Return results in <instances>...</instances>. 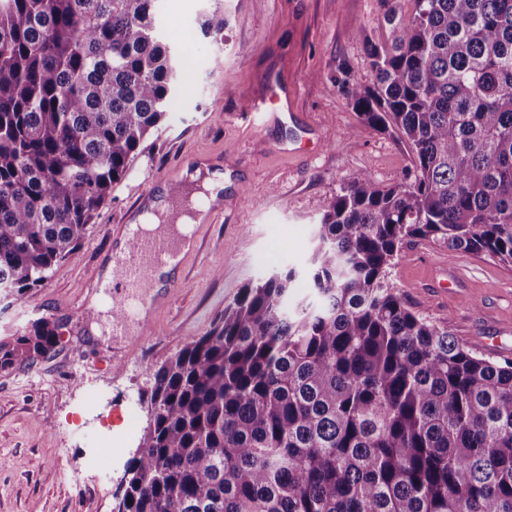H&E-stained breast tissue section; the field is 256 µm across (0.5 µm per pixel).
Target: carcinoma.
<instances>
[{"label":"carcinoma","instance_id":"1","mask_svg":"<svg viewBox=\"0 0 512 512\" xmlns=\"http://www.w3.org/2000/svg\"><path fill=\"white\" fill-rule=\"evenodd\" d=\"M160 0H0V292L82 245L165 119L189 45ZM358 126L407 142L413 178L328 199L307 269L250 284L152 370L150 422L112 512H512V360L465 348L389 282L411 242L512 267V0H381ZM224 13L200 24L224 39ZM57 344L41 318L0 370Z\"/></svg>","mask_w":512,"mask_h":512}]
</instances>
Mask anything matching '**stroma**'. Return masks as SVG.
<instances>
[{
  "label": "stroma",
  "mask_w": 512,
  "mask_h": 512,
  "mask_svg": "<svg viewBox=\"0 0 512 512\" xmlns=\"http://www.w3.org/2000/svg\"><path fill=\"white\" fill-rule=\"evenodd\" d=\"M221 7L223 44L204 38L203 13ZM380 0H163L159 25L172 44L191 40V60L161 129L102 207L79 250L46 281L0 303V337L34 320L58 325L55 350L32 365L0 371V512H112L125 464L136 455L149 413V371L206 333L246 283L305 270L317 244L315 222L327 199L359 174L400 182L411 170L405 141L358 128L336 82L339 69L371 79L366 41H383ZM295 91L302 122L318 139L307 154L285 152L290 124H250L244 111L269 97L272 80ZM234 167L223 214L195 225L191 247L164 287L143 289L140 319L126 335H94L111 305L91 306L105 265L125 239L118 233L141 192L181 180L199 163ZM390 271L413 311L445 325L461 345L512 359V267L447 254L428 242L405 248ZM115 437L99 446L103 427ZM119 463L82 470L89 454Z\"/></svg>",
  "instance_id": "1"
}]
</instances>
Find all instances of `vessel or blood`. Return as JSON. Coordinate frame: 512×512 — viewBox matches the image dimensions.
Returning a JSON list of instances; mask_svg holds the SVG:
<instances>
[{"label": "vessel or blood", "instance_id": "obj_1", "mask_svg": "<svg viewBox=\"0 0 512 512\" xmlns=\"http://www.w3.org/2000/svg\"><path fill=\"white\" fill-rule=\"evenodd\" d=\"M250 112L266 124L280 122L285 116L295 120V134L290 141L291 150L297 153L309 149L314 133L309 127L297 123L293 93L288 87H281L275 106L269 107L265 102L260 101L252 105ZM135 221V212H128L124 219L125 224L129 226L125 233L128 246L121 260L124 278L122 282L115 284L112 293L113 298L121 300L126 306L123 315L113 323V333L117 336L124 335L127 327L137 318L136 288L142 287L151 279L156 270L164 266L168 258L178 249L177 241L170 237L157 236L147 239L131 231L130 226Z\"/></svg>", "mask_w": 512, "mask_h": 512}]
</instances>
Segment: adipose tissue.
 <instances>
[{
	"instance_id": "adipose-tissue-1",
	"label": "adipose tissue",
	"mask_w": 512,
	"mask_h": 512,
	"mask_svg": "<svg viewBox=\"0 0 512 512\" xmlns=\"http://www.w3.org/2000/svg\"><path fill=\"white\" fill-rule=\"evenodd\" d=\"M229 183L224 173L202 166L191 177L192 210L183 211L174 208L165 199L164 194H157L148 211L139 218L138 231L149 237L165 233L176 238L181 250H188L191 244V232L195 224L201 223V212L209 197L217 195Z\"/></svg>"
}]
</instances>
